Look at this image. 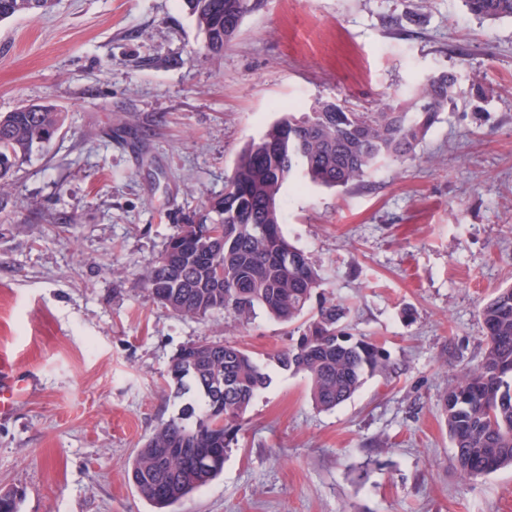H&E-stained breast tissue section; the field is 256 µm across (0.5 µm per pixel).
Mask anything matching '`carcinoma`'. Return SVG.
<instances>
[{"instance_id":"carcinoma-1","label":"carcinoma","mask_w":512,"mask_h":512,"mask_svg":"<svg viewBox=\"0 0 512 512\" xmlns=\"http://www.w3.org/2000/svg\"><path fill=\"white\" fill-rule=\"evenodd\" d=\"M211 53L224 51L243 19L263 0H183ZM473 15L512 18V0H464ZM48 0H0V21L46 13ZM457 76L429 75L412 111L385 104L377 112H348L333 101L290 115L251 140L227 177L224 194L198 219L177 226L147 267L143 286L178 316L205 319L224 312L240 324L255 310L291 325L304 319L297 342L274 355L278 366L303 375L312 404L329 411L361 386L364 376L389 367L385 348L351 332L350 308L324 300L304 318L323 278L312 259L285 237L279 198L290 179L345 188L381 162H404L440 112L454 102ZM61 113L29 105L0 114V181L62 127ZM485 347L479 363L456 377L443 399L456 469L477 478L512 466V287L481 308ZM168 386L196 392L163 422L133 458L129 479L157 512H174L187 495L224 469L226 449L242 429L248 406L269 374L235 342L199 340L172 359ZM21 494L0 492V512H19Z\"/></svg>"}]
</instances>
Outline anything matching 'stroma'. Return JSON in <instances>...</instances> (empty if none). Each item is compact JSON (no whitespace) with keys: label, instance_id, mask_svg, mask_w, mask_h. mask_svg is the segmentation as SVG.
Segmentation results:
<instances>
[{"label":"stroma","instance_id":"1","mask_svg":"<svg viewBox=\"0 0 512 512\" xmlns=\"http://www.w3.org/2000/svg\"><path fill=\"white\" fill-rule=\"evenodd\" d=\"M448 69L455 101L412 160L281 195L325 297L389 353L336 409L271 362L297 340L287 325L180 317L141 288L289 106H405ZM31 103L65 121L0 186V359L30 383L0 416V489L22 491L20 512H153L128 464L180 405L173 355L205 338L244 346L271 382L179 512H512V468L463 478L442 407L482 356L481 306L512 285V18L462 0H266L212 54L182 0H56L0 21V113Z\"/></svg>","mask_w":512,"mask_h":512}]
</instances>
